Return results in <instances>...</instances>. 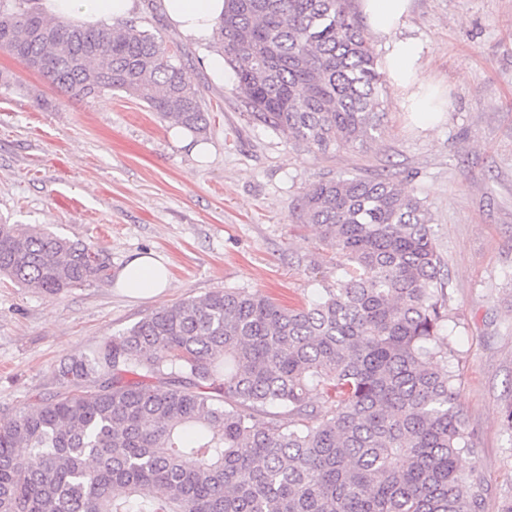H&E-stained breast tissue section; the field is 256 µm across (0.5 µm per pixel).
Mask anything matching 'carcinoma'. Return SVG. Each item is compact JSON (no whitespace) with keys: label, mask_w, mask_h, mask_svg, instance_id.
Listing matches in <instances>:
<instances>
[{"label":"carcinoma","mask_w":512,"mask_h":512,"mask_svg":"<svg viewBox=\"0 0 512 512\" xmlns=\"http://www.w3.org/2000/svg\"><path fill=\"white\" fill-rule=\"evenodd\" d=\"M212 38L251 115L329 151L372 138L384 85L349 0H229ZM74 96L209 115L160 37L0 0V48ZM304 222L345 261L324 299L226 288L154 311L63 364V390L0 414V512H484L444 330L449 278L423 202L392 177L312 185ZM102 251L0 222V276L58 294ZM318 391L321 404L310 400Z\"/></svg>","instance_id":"carcinoma-1"}]
</instances>
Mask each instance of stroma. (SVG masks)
Instances as JSON below:
<instances>
[{
  "label": "stroma",
  "instance_id": "stroma-1",
  "mask_svg": "<svg viewBox=\"0 0 512 512\" xmlns=\"http://www.w3.org/2000/svg\"><path fill=\"white\" fill-rule=\"evenodd\" d=\"M130 18L201 91L208 153L175 145L170 124L128 94L73 97L0 52L11 78L0 83V220L102 250L115 272L153 253L173 284L138 299L111 279L50 295L0 277V412L55 394L61 361L172 304L227 288L320 301L342 259L304 224V194L323 179L392 175L424 201L451 280L457 403L479 450L459 467L487 488L485 512H501L512 495V0H414L400 30L424 45L420 77L441 114L414 123L384 87L374 139L326 154L254 119L232 69L220 80L209 69L216 49L156 0H135Z\"/></svg>",
  "mask_w": 512,
  "mask_h": 512
}]
</instances>
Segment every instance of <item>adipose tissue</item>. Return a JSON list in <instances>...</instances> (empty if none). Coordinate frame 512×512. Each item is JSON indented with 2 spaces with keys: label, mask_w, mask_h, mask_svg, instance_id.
I'll return each mask as SVG.
<instances>
[{
  "label": "adipose tissue",
  "mask_w": 512,
  "mask_h": 512,
  "mask_svg": "<svg viewBox=\"0 0 512 512\" xmlns=\"http://www.w3.org/2000/svg\"><path fill=\"white\" fill-rule=\"evenodd\" d=\"M357 8L371 30L386 39L382 69L408 112L422 123L435 120L434 95L418 73L424 47L420 40L397 32L413 0H356ZM135 0H41L43 13L63 18L83 27H95L105 21L125 17ZM159 7L170 24L197 40L211 37L224 13L226 0H159ZM116 284L134 298L154 297L170 286L167 267L154 256L136 255L119 271Z\"/></svg>",
  "instance_id": "1"
}]
</instances>
